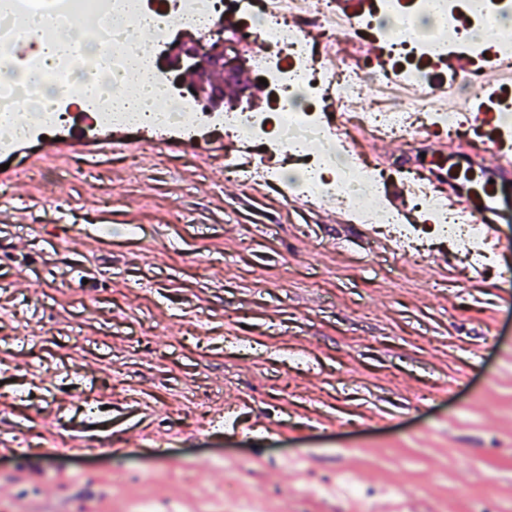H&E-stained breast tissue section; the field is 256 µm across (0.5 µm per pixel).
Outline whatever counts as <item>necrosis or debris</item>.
<instances>
[{"instance_id": "obj_1", "label": "necrosis or debris", "mask_w": 512, "mask_h": 512, "mask_svg": "<svg viewBox=\"0 0 512 512\" xmlns=\"http://www.w3.org/2000/svg\"><path fill=\"white\" fill-rule=\"evenodd\" d=\"M136 12L124 16L114 11L112 0H0V48L25 37L32 14L50 19L43 40L64 36L74 15H81L89 28L98 32L93 47L80 62L58 61L56 70L67 79H94V94L81 102L82 111L91 116L90 132L109 127L115 130H156L164 135L198 140L205 128L221 127L225 137L252 147L249 165L235 158L224 160L226 172L241 181L264 180L281 188L289 201L315 200L350 205L357 197L370 201L368 208L353 212L354 222L391 227L395 239L407 241L416 233L406 223L385 190V176L370 161L354 157L347 129L363 128L379 136L395 137L411 132L421 123L433 130L458 125L460 116L450 102L466 106L468 97L456 80L445 88H426L428 68L436 54L463 50L474 62L485 58V18L494 13L499 21H512V0H440L439 15L423 8L420 0H408L416 19V36L409 39L410 50L391 57L387 72L371 73L366 59L349 62L337 58L330 67L318 66L320 49L330 48L344 36L364 42L392 43L398 19L397 0H362L353 10V19L338 16L334 0H255V9L244 28L265 46L253 55L255 71L267 78L278 93L272 112H257L249 107L220 113L209 111L194 97H177L168 90L169 81L155 56L145 57L142 65L164 94L155 109L125 112L116 102L130 92L126 84L127 60L120 44L129 40L140 15L154 17L152 30L156 42H165L172 22L196 28L211 37L216 7L236 12L239 0H134ZM470 19L468 28H459L460 15ZM110 26H102L105 16ZM318 30L321 48L311 45L310 30ZM38 60H29L25 72H18L12 61L0 62L5 79L0 82V143L7 146L28 141L32 134L53 137L61 133L67 118L63 99L48 105L33 103L29 82L38 71ZM348 102L370 95L372 107L354 110L329 121L322 107L325 93ZM26 106L24 122L14 113ZM417 200L428 216V229L447 239L463 252L472 264L488 259L483 225L472 223L460 210H451L447 201L432 189H424Z\"/></svg>"}]
</instances>
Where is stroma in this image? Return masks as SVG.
Segmentation results:
<instances>
[{"mask_svg": "<svg viewBox=\"0 0 512 512\" xmlns=\"http://www.w3.org/2000/svg\"><path fill=\"white\" fill-rule=\"evenodd\" d=\"M136 140L0 156V512H512V181L488 273Z\"/></svg>", "mask_w": 512, "mask_h": 512, "instance_id": "stroma-1", "label": "stroma"}]
</instances>
